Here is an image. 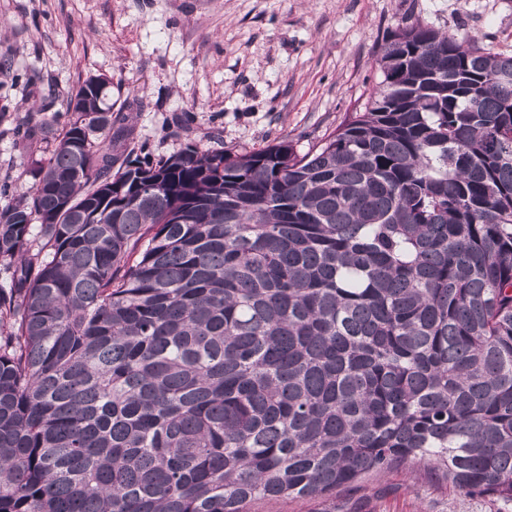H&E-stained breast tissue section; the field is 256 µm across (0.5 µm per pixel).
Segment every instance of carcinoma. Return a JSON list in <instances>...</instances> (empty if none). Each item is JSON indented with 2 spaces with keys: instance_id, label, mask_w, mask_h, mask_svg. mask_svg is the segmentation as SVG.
<instances>
[{
  "instance_id": "carcinoma-1",
  "label": "carcinoma",
  "mask_w": 512,
  "mask_h": 512,
  "mask_svg": "<svg viewBox=\"0 0 512 512\" xmlns=\"http://www.w3.org/2000/svg\"><path fill=\"white\" fill-rule=\"evenodd\" d=\"M300 155L6 131L0 512H250L406 464L512 502V56L419 21ZM40 158L39 151H22L16 144L11 134L0 136V178L5 173L11 176L14 184L28 187L32 184V178L27 172L31 159Z\"/></svg>"
}]
</instances>
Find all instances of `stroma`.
<instances>
[{"label":"stroma","instance_id":"1","mask_svg":"<svg viewBox=\"0 0 512 512\" xmlns=\"http://www.w3.org/2000/svg\"><path fill=\"white\" fill-rule=\"evenodd\" d=\"M477 36L512 55V0H0V59L20 78L0 112L23 114L54 90V110L90 77L132 106L137 140L169 154L185 142L298 153L360 111L377 52L413 21ZM195 117L184 125L186 114ZM252 512H512L417 466L369 475L335 501L257 503Z\"/></svg>","mask_w":512,"mask_h":512}]
</instances>
